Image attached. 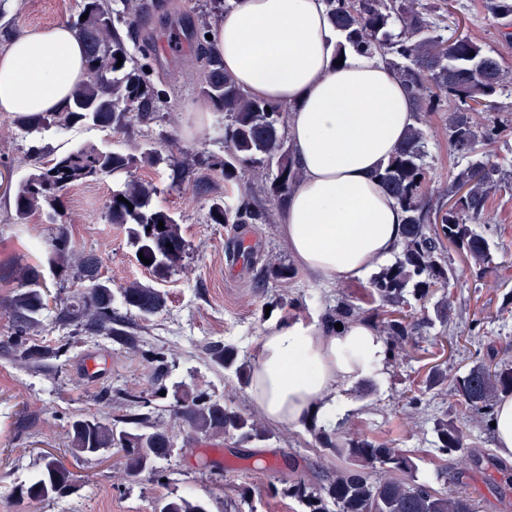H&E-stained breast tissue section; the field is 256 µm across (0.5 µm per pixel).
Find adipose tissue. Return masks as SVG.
Returning <instances> with one entry per match:
<instances>
[{
    "label": "adipose tissue",
    "instance_id": "obj_1",
    "mask_svg": "<svg viewBox=\"0 0 512 512\" xmlns=\"http://www.w3.org/2000/svg\"><path fill=\"white\" fill-rule=\"evenodd\" d=\"M212 31L225 70L255 99L285 107L300 171L280 234L304 272L357 282L389 260L403 213L378 174L415 123L406 88L378 56L348 53L325 0H234ZM83 46L67 25L19 35L0 50V112H58L84 80ZM372 322L335 329L295 318L272 322L252 363L249 396L269 421L295 430L349 410V392L384 371Z\"/></svg>",
    "mask_w": 512,
    "mask_h": 512
}]
</instances>
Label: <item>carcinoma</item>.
Listing matches in <instances>:
<instances>
[{
	"label": "carcinoma",
	"mask_w": 512,
	"mask_h": 512,
	"mask_svg": "<svg viewBox=\"0 0 512 512\" xmlns=\"http://www.w3.org/2000/svg\"><path fill=\"white\" fill-rule=\"evenodd\" d=\"M460 0H325L331 24L344 38L336 46L339 59L352 49L376 54L408 88L416 112L415 124L395 149L380 173L386 192L404 214L403 238L395 262L383 266L369 280L370 296L378 301L372 321L385 336L388 359L398 360L406 342L424 336L429 320L412 311L410 299L424 300L442 292L437 302L438 320L447 327L453 315L448 288L459 283L445 243L461 251L467 262L485 270L493 264L488 239L472 229L489 224L491 197L512 191V174L498 161V146L508 147L512 134V104L498 101L512 95V64L494 50H486L467 34H442V5ZM154 7L150 0H82L78 16L67 20L82 42L87 64L86 79L72 92L60 112L20 113L15 124L27 133L50 127L70 129L76 125L119 131L133 119H152L159 96L132 57L114 19L135 18ZM227 0H210L202 23L205 26L224 17ZM486 16L506 38L512 36V0H484ZM86 19H81V16ZM122 65H117L118 59ZM199 93L224 113V158H213L211 166L224 176L236 169L265 172L263 187L270 199L283 201L299 173L286 135L287 110L281 105L256 100L224 71V63L212 50H201ZM432 112L448 115V144L454 158L448 170V202L433 200L429 193L432 166L427 161L425 117ZM32 171L6 186L12 195L14 216L22 223L39 213L53 225L47 241L48 264L64 276L81 283L70 299L57 298L49 306L42 288V269L26 264L15 277L16 290L0 300V309L11 319L10 335L0 340V349L21 366L40 368L57 360L63 346L38 339L49 315L58 326L78 333L103 336L130 347L139 339L120 329L115 302L142 319L159 314L166 307L165 295L157 288L137 281L112 289L100 276L102 260L78 252L72 246L69 225L63 221L68 190L79 183L101 181L124 174L120 188L112 191L108 218L128 226L137 251L151 261L147 268L174 273L182 269L189 244L172 213L153 202L157 188L134 176L141 164L154 165L160 155L145 152L138 157L120 150L77 148L50 159L34 150ZM125 201H119V197ZM133 208H128V205ZM268 216L243 200L234 207L215 202L208 212L212 224L264 223ZM164 228H158V221ZM413 291H407L408 285ZM364 311L350 297L336 299L324 314L326 322H349ZM205 352L237 378L248 381L247 365L237 362L232 347L204 346ZM159 363L151 383L153 394L166 389L164 355L154 353ZM450 383L462 409L475 422L493 415L497 400L512 394V347H486L485 358L464 376H449L436 369L427 386ZM172 416L186 424L190 435L222 437L243 447L264 441L270 433L251 416L203 393L180 394L174 386ZM152 400L139 394L126 398L121 419L78 417L69 423V453L76 458L95 459L108 452L119 455L127 476L150 478L157 464L171 456L175 441L165 428L152 421L142 409ZM336 421L315 430V438L341 459L336 471L320 483L307 475L295 476L282 493L295 499L303 512H482L481 499L459 481L448 489V469L419 472L409 452L392 442H380L367 435L343 429ZM435 451L451 458L457 475L469 473L473 452L465 429L448 420H435ZM75 487V476L62 462L42 458L40 470L20 486V495L31 501L65 496ZM153 512H209L205 500L192 494L157 499Z\"/></svg>",
	"instance_id": "obj_1"
}]
</instances>
